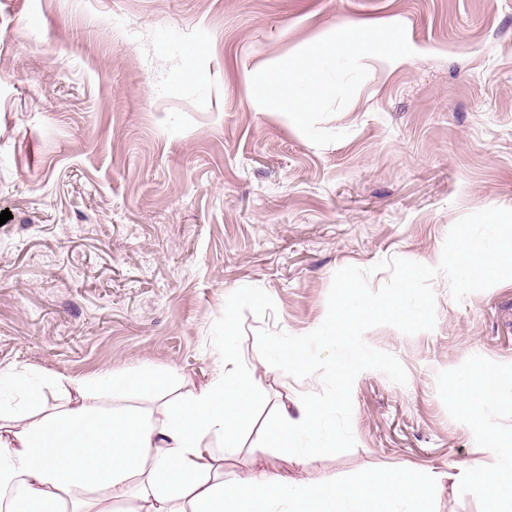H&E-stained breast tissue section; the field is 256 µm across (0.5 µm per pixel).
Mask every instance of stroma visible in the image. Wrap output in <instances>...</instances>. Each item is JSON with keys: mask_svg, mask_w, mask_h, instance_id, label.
<instances>
[{"mask_svg": "<svg viewBox=\"0 0 512 512\" xmlns=\"http://www.w3.org/2000/svg\"><path fill=\"white\" fill-rule=\"evenodd\" d=\"M385 20L414 54L365 59L321 123L343 140L316 146L248 94L257 62ZM189 43L204 48L191 62ZM488 207L512 209V0H0V368L144 370L163 387L124 403L162 417L232 346L249 381L225 471L274 464L358 492L434 469L449 478L432 512H493L454 475L492 466L482 424L511 436L512 399L478 413L455 383L512 372V280L458 303L436 278L433 330H368L406 385L361 373L354 448L300 465L297 441L268 430L321 381L270 366L255 341L318 327L342 267L438 265L450 228Z\"/></svg>", "mask_w": 512, "mask_h": 512, "instance_id": "stroma-1", "label": "stroma"}]
</instances>
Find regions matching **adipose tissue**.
I'll return each instance as SVG.
<instances>
[{
  "mask_svg": "<svg viewBox=\"0 0 512 512\" xmlns=\"http://www.w3.org/2000/svg\"><path fill=\"white\" fill-rule=\"evenodd\" d=\"M240 375L235 353L225 351L216 377L183 399L162 425L126 412H99L89 402L95 383L112 392L134 390L148 373L101 372L96 380L62 377L73 391L67 405L47 406L43 383L26 372L0 369V512H112L114 501L138 496L143 512H308L310 502L328 497L336 512H361L356 495L303 484L287 473L260 472L241 479L224 471L227 418L237 409L230 385ZM457 386L475 391L478 405L512 398V373L460 376ZM324 411L315 404L281 411L274 437H322ZM494 464L462 470L457 479L474 496L512 512V439L487 428ZM448 477L427 471L422 481L405 472L372 481L370 494L388 499L392 512H429L430 492Z\"/></svg>",
  "mask_w": 512,
  "mask_h": 512,
  "instance_id": "obj_1",
  "label": "adipose tissue"
}]
</instances>
